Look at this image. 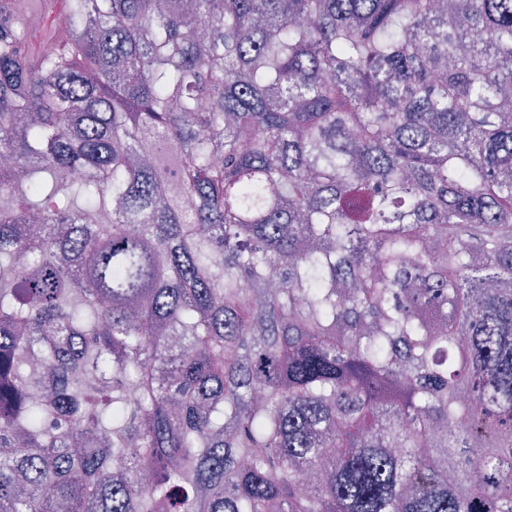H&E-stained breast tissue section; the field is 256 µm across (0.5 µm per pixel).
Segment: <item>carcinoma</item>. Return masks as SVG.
<instances>
[{"mask_svg": "<svg viewBox=\"0 0 512 512\" xmlns=\"http://www.w3.org/2000/svg\"><path fill=\"white\" fill-rule=\"evenodd\" d=\"M1 157L0 512H512V0H0Z\"/></svg>", "mask_w": 512, "mask_h": 512, "instance_id": "cac0c4a2", "label": "carcinoma"}]
</instances>
